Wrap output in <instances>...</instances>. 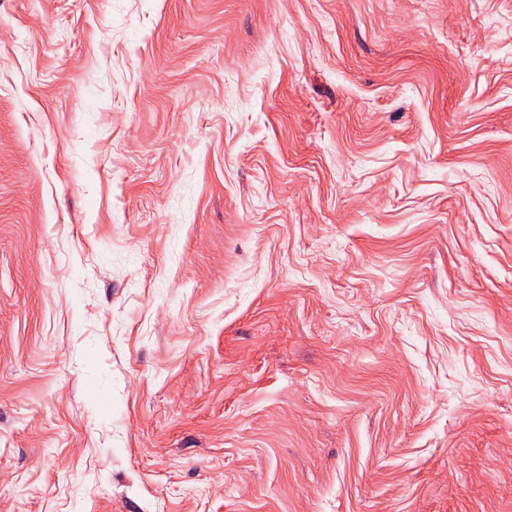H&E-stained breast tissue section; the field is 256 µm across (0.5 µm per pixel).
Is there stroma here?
Segmentation results:
<instances>
[{"label":"stroma","instance_id":"stroma-1","mask_svg":"<svg viewBox=\"0 0 512 512\" xmlns=\"http://www.w3.org/2000/svg\"><path fill=\"white\" fill-rule=\"evenodd\" d=\"M0 512H512V0H0Z\"/></svg>","mask_w":512,"mask_h":512}]
</instances>
